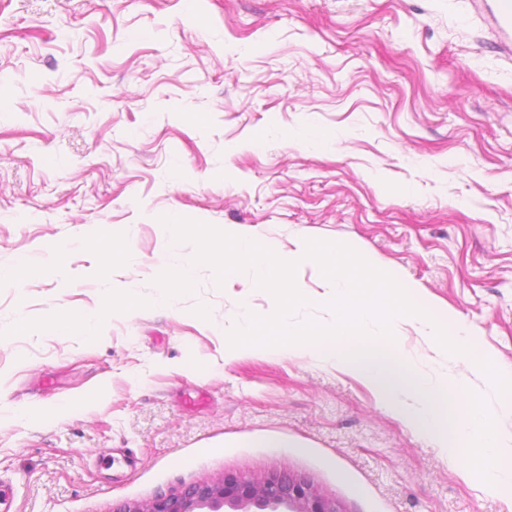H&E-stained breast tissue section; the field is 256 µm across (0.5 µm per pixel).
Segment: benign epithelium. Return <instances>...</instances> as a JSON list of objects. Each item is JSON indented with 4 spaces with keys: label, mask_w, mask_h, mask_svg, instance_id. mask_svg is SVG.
<instances>
[{
    "label": "benign epithelium",
    "mask_w": 512,
    "mask_h": 512,
    "mask_svg": "<svg viewBox=\"0 0 512 512\" xmlns=\"http://www.w3.org/2000/svg\"><path fill=\"white\" fill-rule=\"evenodd\" d=\"M117 512H343L336 501L294 474L226 478L188 485L152 501L124 505Z\"/></svg>",
    "instance_id": "7a95c632"
}]
</instances>
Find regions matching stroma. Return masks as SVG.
Here are the masks:
<instances>
[{
    "instance_id": "35a3bbf8",
    "label": "stroma",
    "mask_w": 512,
    "mask_h": 512,
    "mask_svg": "<svg viewBox=\"0 0 512 512\" xmlns=\"http://www.w3.org/2000/svg\"><path fill=\"white\" fill-rule=\"evenodd\" d=\"M490 3L0 0V267L60 243L67 269L0 286V512H115L272 472L344 512H512V490L354 377L225 361L229 332L275 311L267 290L204 263L174 304L156 282L196 253L167 217L349 245L464 325L488 369L440 370L512 433V37ZM101 224L133 258L98 276ZM295 278L291 323L330 319L313 268Z\"/></svg>"
}]
</instances>
